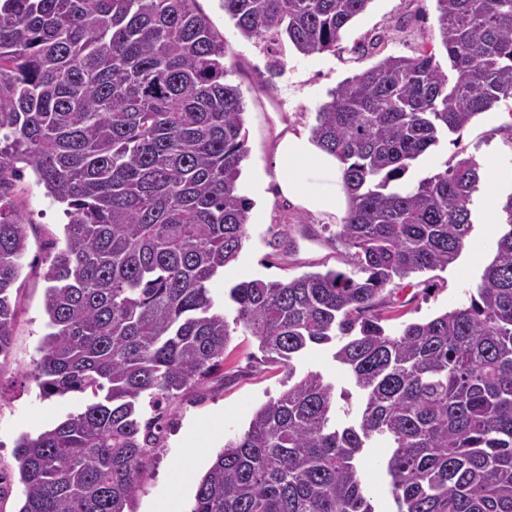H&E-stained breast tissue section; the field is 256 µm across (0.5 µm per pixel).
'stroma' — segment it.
Returning a JSON list of instances; mask_svg holds the SVG:
<instances>
[{"label": "stroma", "instance_id": "obj_1", "mask_svg": "<svg viewBox=\"0 0 512 512\" xmlns=\"http://www.w3.org/2000/svg\"><path fill=\"white\" fill-rule=\"evenodd\" d=\"M198 4L224 39V61L232 66L231 79L240 85L245 99L243 118L249 153L242 164L240 187L253 202L247 238L238 259L210 284L215 301L222 303L230 316L234 307L225 303L224 293L236 283L256 278L288 280L307 272L346 267L344 249L328 242L325 231L326 225L337 223V216L311 213L279 193L274 163L280 140L291 132H309L330 90L375 64V57L360 52V44L381 34L385 37V53L413 56L426 50L435 54L440 64H447L448 59L441 43L436 0H371L352 21L335 51L308 56L289 44L273 50L264 40L244 37L225 14L221 0H198ZM462 151L476 155L481 163L493 164L498 173L497 192L512 186V100L450 134L421 158L418 170L423 174L437 172ZM16 191L20 212L32 226L31 248L29 266L23 274L13 348L0 372V466L13 465L15 442L22 433L38 434L81 404L76 395L40 398L28 377L46 333V283L41 262L49 244L62 241L67 218L62 205L46 196L32 171H25L16 183ZM487 196L483 190L475 198L474 230L452 266L391 287L386 300L404 320L433 318L467 302L475 292L484 267L494 257L495 238L489 233L485 211ZM297 224L308 225L309 236L297 239L296 253L274 252L270 246L273 237L290 233ZM338 347L335 341L309 347L287 370L263 362L254 337L234 336L226 353L223 378L208 380L173 404L171 428L136 496L135 512H162L163 504L175 495L184 503H192L199 480L225 439L244 431L255 410L284 390L288 377L321 374L339 395L338 419L353 421L363 394L336 361ZM386 454V448L377 442L359 456L376 512L397 509L381 477L380 465Z\"/></svg>", "mask_w": 512, "mask_h": 512}]
</instances>
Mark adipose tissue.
I'll list each match as a JSON object with an SVG mask.
<instances>
[{
	"instance_id": "1",
	"label": "adipose tissue",
	"mask_w": 512,
	"mask_h": 512,
	"mask_svg": "<svg viewBox=\"0 0 512 512\" xmlns=\"http://www.w3.org/2000/svg\"><path fill=\"white\" fill-rule=\"evenodd\" d=\"M276 157L277 185L284 196L313 213L346 214L349 198L342 165L310 135L288 134L279 143Z\"/></svg>"
}]
</instances>
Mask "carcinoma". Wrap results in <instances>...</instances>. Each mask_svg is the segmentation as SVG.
I'll use <instances>...</instances> for the list:
<instances>
[{"instance_id":"carcinoma-1","label":"carcinoma","mask_w":512,"mask_h":512,"mask_svg":"<svg viewBox=\"0 0 512 512\" xmlns=\"http://www.w3.org/2000/svg\"><path fill=\"white\" fill-rule=\"evenodd\" d=\"M248 38L333 51L372 0H221ZM454 80L435 55H387L342 81L312 138L343 164L349 208L329 239L349 269L229 289L210 283L246 240L244 96L197 0H0V371L29 251L14 195L24 168L65 205L64 245L43 258L48 332L32 379L83 405L20 435L18 512H134L171 407L210 377L239 332L293 374L313 344L364 393L336 420L309 373L224 441L190 512H375L359 454L385 441L397 512H512V191L470 303L388 333L382 293L443 271L473 230L481 164L427 175L419 158L512 99V0H436Z\"/></svg>"}]
</instances>
